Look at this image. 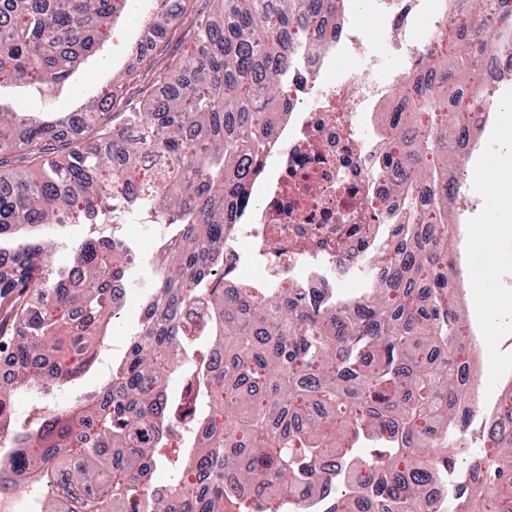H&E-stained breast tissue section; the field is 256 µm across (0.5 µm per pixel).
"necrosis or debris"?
Listing matches in <instances>:
<instances>
[{
  "mask_svg": "<svg viewBox=\"0 0 512 512\" xmlns=\"http://www.w3.org/2000/svg\"><path fill=\"white\" fill-rule=\"evenodd\" d=\"M376 35L368 39L357 23L340 19L338 35L323 34L307 44L301 63L289 69L288 114L265 153L266 172L251 183L239 224L224 239V285L233 287L246 258L263 266L270 282L301 288L328 300L345 299L352 269L375 263L387 228L399 223L403 202L392 192L406 158L384 166L388 136L375 124L384 112L403 109L404 90L421 81L419 26L443 29L453 16L447 0H373ZM479 67L488 82L512 81V41L489 35ZM400 59L392 79L379 77L383 58ZM351 65L337 69V61ZM368 61L360 71L355 61ZM362 237L346 238L350 225ZM500 384L486 392L453 431L460 446L484 448L499 432L497 409L512 390V336L501 338ZM471 467L449 469L428 483L431 512H463Z\"/></svg>",
  "mask_w": 512,
  "mask_h": 512,
  "instance_id": "4bbe7bcc",
  "label": "necrosis or debris"
}]
</instances>
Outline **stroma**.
Listing matches in <instances>:
<instances>
[{"label":"stroma","mask_w":512,"mask_h":512,"mask_svg":"<svg viewBox=\"0 0 512 512\" xmlns=\"http://www.w3.org/2000/svg\"><path fill=\"white\" fill-rule=\"evenodd\" d=\"M153 0H127L111 35L100 50L71 78L65 90L50 98L33 91L0 92V103L15 110L38 113L50 118L72 112L88 96L100 93L111 80L121 78L125 84L116 111L145 104L148 97L159 94L164 82H177L176 61L195 45V21L199 13L218 10L217 0H187L184 12L171 22L163 38L147 58L135 52L137 43L146 37L145 14ZM493 107L487 121L475 137L477 146L457 160L456 168L468 184H483L485 192L476 200L457 206L453 227V246H464L460 266L451 269L454 279L463 281L466 295L462 312L489 309L496 317L487 333V350L482 355L484 370L474 391L468 392L470 404H477L480 392L497 384L498 361L494 354L499 337L512 336V205L505 204L500 188L512 182V141L502 139L503 129H512V83L492 90ZM89 232L88 225L67 224L53 230L52 263L55 270L68 271L73 256ZM123 234L137 262L128 269V295L109 331L108 343L126 350L138 328L143 297L153 288L156 277L151 264L156 241L143 232L136 221H128Z\"/></svg>","instance_id":"1"}]
</instances>
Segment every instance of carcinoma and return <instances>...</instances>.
Here are the masks:
<instances>
[{
    "label": "carcinoma",
    "instance_id": "obj_1",
    "mask_svg": "<svg viewBox=\"0 0 512 512\" xmlns=\"http://www.w3.org/2000/svg\"><path fill=\"white\" fill-rule=\"evenodd\" d=\"M0 17V89L60 93L105 40L119 0H8ZM197 19L184 74L152 106L103 121L121 85L79 108L96 145L68 134L70 119L24 117L0 107V351L17 369L0 388V442L13 471L38 484L63 471L88 512H284L291 494L322 489L324 459H354L352 480L382 512H427L425 466L456 464L448 424L468 410L472 356L448 279V167L460 130L448 80L479 83L487 41L465 0L451 33L423 51L428 83L385 115L389 147L414 175L398 184L403 222L383 263L388 275L348 317L295 288L224 291V235L237 219L249 173L288 102V58L312 32L336 29L339 0H218ZM512 34V13L485 16ZM251 152L250 167L240 154ZM170 227L139 328L98 394L17 423L3 398L20 387H60L98 359L116 319L110 283L126 275L122 240L89 237L74 255L79 288L61 285L47 232L103 224L117 207ZM180 373L172 398L168 385ZM488 477L466 512H512V434L496 440ZM173 482L158 490L159 464Z\"/></svg>",
    "mask_w": 512,
    "mask_h": 512
}]
</instances>
